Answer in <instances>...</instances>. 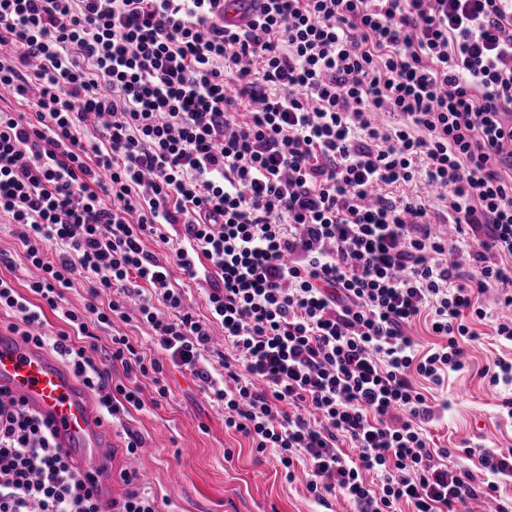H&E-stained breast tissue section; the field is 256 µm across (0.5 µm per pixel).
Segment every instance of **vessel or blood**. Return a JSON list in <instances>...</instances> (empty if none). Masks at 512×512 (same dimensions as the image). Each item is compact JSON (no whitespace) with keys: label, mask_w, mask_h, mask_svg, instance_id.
<instances>
[{"label":"vessel or blood","mask_w":512,"mask_h":512,"mask_svg":"<svg viewBox=\"0 0 512 512\" xmlns=\"http://www.w3.org/2000/svg\"><path fill=\"white\" fill-rule=\"evenodd\" d=\"M252 16L250 0H224L225 22L241 27ZM0 392L46 422L70 467L110 505L129 461L74 376L53 355L0 329Z\"/></svg>","instance_id":"vessel-or-blood-1"}]
</instances>
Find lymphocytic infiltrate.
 <instances>
[{"label": "lymphocytic infiltrate", "mask_w": 512, "mask_h": 512, "mask_svg": "<svg viewBox=\"0 0 512 512\" xmlns=\"http://www.w3.org/2000/svg\"><path fill=\"white\" fill-rule=\"evenodd\" d=\"M221 2L0 0V88L31 108L0 109V214L40 272L24 295L0 278V310L115 418L168 395L129 337L103 357L92 342L137 301L225 428L284 469L302 459L315 499L461 512L512 476V448L480 451L476 474L450 462L413 379L464 370L473 322L512 342V316L482 304L512 308V0H258L242 29ZM175 265L206 283L208 319ZM77 275L80 312L62 305ZM49 310L65 327L46 336ZM424 315L441 342L420 356ZM115 361L151 401L113 383ZM0 512H104L1 392ZM173 284L176 288L184 289L187 302L197 317L204 319L209 316L206 294L205 290H203V288H207L206 283L201 282L200 285L195 284L193 281L188 280L182 272L174 266Z\"/></svg>", "instance_id": "f902f5d3"}]
</instances>
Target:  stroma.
I'll return each mask as SVG.
<instances>
[{"label":"stroma","mask_w":512,"mask_h":512,"mask_svg":"<svg viewBox=\"0 0 512 512\" xmlns=\"http://www.w3.org/2000/svg\"><path fill=\"white\" fill-rule=\"evenodd\" d=\"M15 232L8 217H0V252L11 259L10 265L0 264V277L23 294L38 271ZM473 329L477 338L467 344L468 369L448 373L439 386L416 381L438 404V417L429 427L434 442L469 469L477 459L467 456L466 447L512 448V417L501 407L504 397L512 396V384L493 385L480 375L492 358L512 359V343L498 341L490 322ZM164 369L169 393L160 406H150L154 387L142 380L147 406L111 426L119 441L129 430L143 436L134 469L158 512H317L304 476L287 481L274 455L257 456L247 439L225 430L223 409L210 402L189 373L169 362ZM228 448L234 453L229 461L224 458Z\"/></svg>","instance_id":"35a3bbf8"}]
</instances>
